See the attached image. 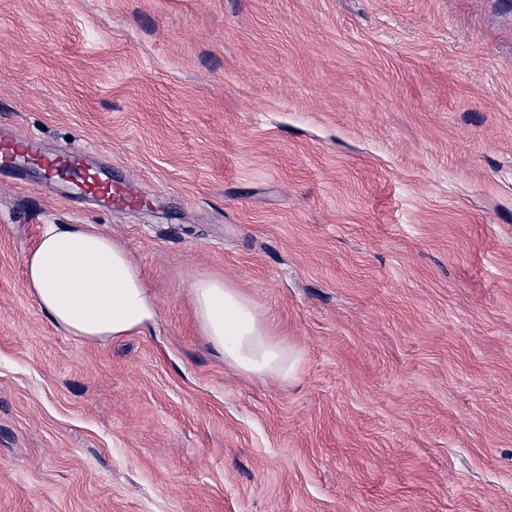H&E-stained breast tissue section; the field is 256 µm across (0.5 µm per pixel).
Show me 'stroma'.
I'll return each mask as SVG.
<instances>
[{"label":"stroma","mask_w":512,"mask_h":512,"mask_svg":"<svg viewBox=\"0 0 512 512\" xmlns=\"http://www.w3.org/2000/svg\"><path fill=\"white\" fill-rule=\"evenodd\" d=\"M0 512H512V0H0ZM93 224L157 319L54 327L24 258ZM206 273L300 354L225 365ZM23 156L43 169L48 178L55 177L59 172L75 170L79 173L82 183L81 193L101 198L112 208V198L120 199L121 191L113 188L112 182L101 169L88 165L84 154L76 150H65L54 157L43 153L40 144L34 139L6 141L0 143V164L2 168L15 167V158Z\"/></svg>","instance_id":"stroma-1"}]
</instances>
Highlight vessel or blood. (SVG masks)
I'll use <instances>...</instances> for the list:
<instances>
[{"label": "vessel or blood", "instance_id": "1", "mask_svg": "<svg viewBox=\"0 0 512 512\" xmlns=\"http://www.w3.org/2000/svg\"><path fill=\"white\" fill-rule=\"evenodd\" d=\"M25 157L43 169L46 177H55L62 171H77L82 183L83 194L111 201L120 197L119 189L113 188L103 170L88 165L83 153L76 150H65L54 156H46L40 144L33 139L8 141L0 143V167H14L16 157Z\"/></svg>", "mask_w": 512, "mask_h": 512}]
</instances>
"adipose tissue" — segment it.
<instances>
[{"label":"adipose tissue","mask_w":512,"mask_h":512,"mask_svg":"<svg viewBox=\"0 0 512 512\" xmlns=\"http://www.w3.org/2000/svg\"><path fill=\"white\" fill-rule=\"evenodd\" d=\"M24 264L38 307L71 335L104 342L144 332L156 318L141 265L95 225H46ZM189 296L197 330L225 363L263 381L295 376L298 352L242 288L202 275Z\"/></svg>","instance_id":"obj_1"}]
</instances>
